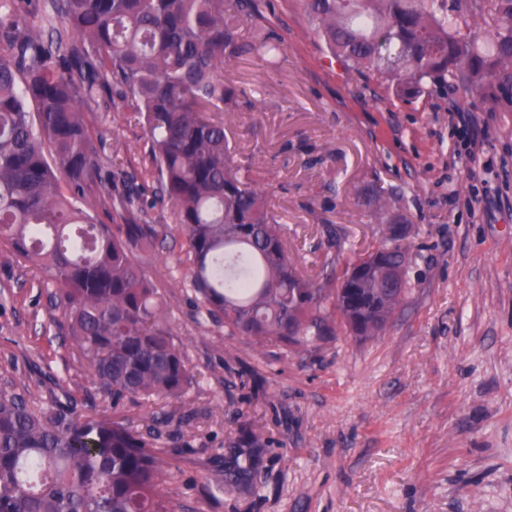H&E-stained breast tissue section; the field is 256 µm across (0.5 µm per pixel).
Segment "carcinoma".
I'll return each mask as SVG.
<instances>
[{"instance_id":"1","label":"carcinoma","mask_w":512,"mask_h":512,"mask_svg":"<svg viewBox=\"0 0 512 512\" xmlns=\"http://www.w3.org/2000/svg\"><path fill=\"white\" fill-rule=\"evenodd\" d=\"M0 0V245L54 288L68 333L99 390L120 405L179 397L194 376L174 342L157 288L133 250L143 229L136 180L174 207L185 277L224 333L300 350L335 338L336 319L369 338L411 290L407 227L391 218L323 281L299 273L284 225L250 169L234 163L224 119L241 91L224 66L280 46L247 18L260 0ZM329 57L395 86L398 96L456 87L512 112V0H305ZM139 116L150 146L119 194L103 190L97 131L87 114ZM116 223L103 224L99 212ZM401 274V291L381 271ZM152 433L117 417L81 416L51 400L0 390V512H175L163 493L169 462ZM252 465L232 484L252 486Z\"/></svg>"}]
</instances>
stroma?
I'll return each mask as SVG.
<instances>
[{
  "instance_id": "stroma-1",
  "label": "stroma",
  "mask_w": 512,
  "mask_h": 512,
  "mask_svg": "<svg viewBox=\"0 0 512 512\" xmlns=\"http://www.w3.org/2000/svg\"><path fill=\"white\" fill-rule=\"evenodd\" d=\"M282 48L226 69L243 89L224 126L234 159L288 227L298 271L343 264L327 244L378 238L380 205L410 227L411 292L379 335L294 352L228 336L183 280L186 247L170 208L150 212L136 258L158 290L196 377L181 398L116 408L94 385L33 266L0 248V389L32 407L72 396L81 414L124 418L170 457L164 493L182 512H512V112L448 120L460 90L416 102L329 63L304 0H265ZM113 170L137 172V115L91 116ZM483 140L468 178V131ZM262 446L249 450L247 434ZM255 488L229 490L236 462Z\"/></svg>"
}]
</instances>
